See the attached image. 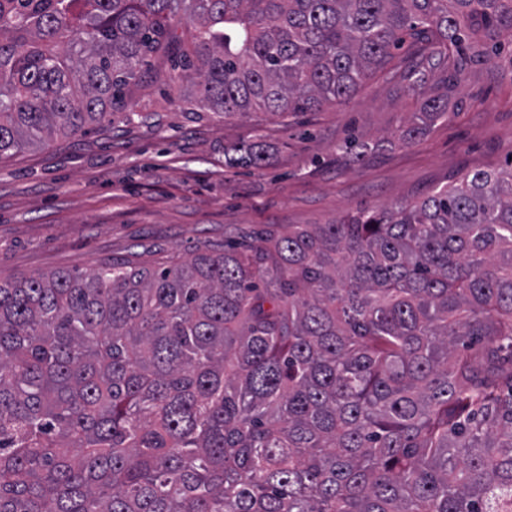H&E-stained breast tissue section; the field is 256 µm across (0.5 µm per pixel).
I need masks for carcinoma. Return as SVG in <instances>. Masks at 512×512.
I'll use <instances>...</instances> for the list:
<instances>
[{
  "instance_id": "carcinoma-1",
  "label": "carcinoma",
  "mask_w": 512,
  "mask_h": 512,
  "mask_svg": "<svg viewBox=\"0 0 512 512\" xmlns=\"http://www.w3.org/2000/svg\"><path fill=\"white\" fill-rule=\"evenodd\" d=\"M503 32L512 0H0V157L112 121L153 56L232 118L346 102L406 43L410 143L448 115L430 76L451 90ZM0 512H512V159L170 264L0 281Z\"/></svg>"
}]
</instances>
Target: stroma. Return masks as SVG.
<instances>
[{"label":"stroma","mask_w":512,"mask_h":512,"mask_svg":"<svg viewBox=\"0 0 512 512\" xmlns=\"http://www.w3.org/2000/svg\"><path fill=\"white\" fill-rule=\"evenodd\" d=\"M500 41L449 97L447 119L409 144L395 133L419 101L389 67L346 104L227 120L185 103V80H144L111 122L0 158V279L179 260L267 224H323L500 167L512 155V36ZM351 139L378 147L356 162L338 149ZM254 141L267 164L225 166L226 148Z\"/></svg>","instance_id":"stroma-1"}]
</instances>
